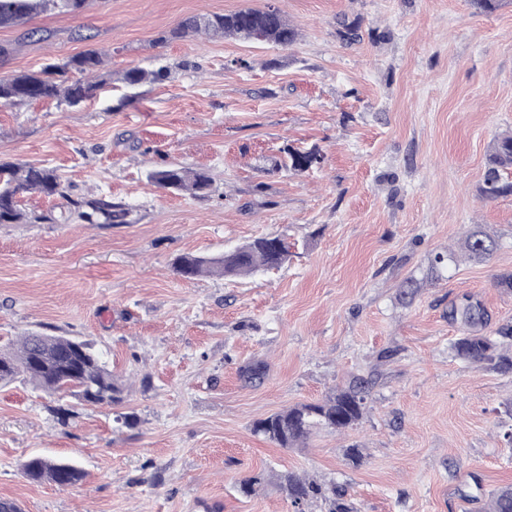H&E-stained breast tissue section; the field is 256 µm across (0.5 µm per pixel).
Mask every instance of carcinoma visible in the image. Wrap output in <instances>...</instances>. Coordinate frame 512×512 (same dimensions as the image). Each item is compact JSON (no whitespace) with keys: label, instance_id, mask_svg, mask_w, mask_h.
Here are the masks:
<instances>
[{"label":"carcinoma","instance_id":"1","mask_svg":"<svg viewBox=\"0 0 512 512\" xmlns=\"http://www.w3.org/2000/svg\"><path fill=\"white\" fill-rule=\"evenodd\" d=\"M89 0H0V27L13 26L39 13H81ZM260 33L264 42L289 47L299 37L282 11L267 5L262 9H240L228 13L195 14L184 18L171 32L178 38L209 35L242 41L252 40ZM105 64L104 53L92 48L38 71H27L0 77V105H24L32 101L56 100L78 105L93 96L104 80H70L68 74L90 75ZM167 72L130 68L122 80L136 86L146 81L162 82ZM321 163L315 150H288L284 167L307 171ZM512 169V135L494 140L490 146L487 168L481 194L487 199L512 194V181L503 172ZM157 187L169 192H188L207 196L213 185L209 171L177 164L162 163L150 174ZM40 194L61 200V217H71L89 224H126L130 207L123 202L105 198L74 199L69 185L57 169L45 165L22 162L0 163V225L20 224L26 216L24 198ZM498 240L486 234L479 225L470 228L460 246L461 253L470 260L488 259L498 248ZM288 241L278 235H266L235 247L218 256H184L175 265L181 277L193 279L209 274L221 277L240 276L280 267L288 258ZM457 262L455 250L438 253L431 259L430 274L441 277L448 263ZM448 319L461 327V336L450 350L459 359L479 364L487 369L512 373V330L493 335L486 331L489 316L482 302L468 296L463 302L451 304ZM244 382L256 384L266 375L264 364L256 362L240 369ZM19 376L27 377L39 388L63 398L78 394L90 403H118L122 388L112 376L102 356L87 342H77L65 336L27 333L21 336L17 347L0 349V383L7 384ZM366 381L355 378L337 387L326 398L297 404L287 410L273 413L254 422L253 433L280 448H296L322 429L344 431L360 423L368 410ZM25 477L32 481H48L59 486L73 485L82 476L80 469L69 461L34 456L22 465ZM283 489L295 512L306 509L319 499L329 502V512H357L346 499L340 486L327 489L306 476L290 474L285 477ZM488 512H512V487L495 489L489 494Z\"/></svg>","mask_w":512,"mask_h":512}]
</instances>
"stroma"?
I'll use <instances>...</instances> for the list:
<instances>
[{
  "instance_id": "35a3bbf8",
  "label": "stroma",
  "mask_w": 512,
  "mask_h": 512,
  "mask_svg": "<svg viewBox=\"0 0 512 512\" xmlns=\"http://www.w3.org/2000/svg\"><path fill=\"white\" fill-rule=\"evenodd\" d=\"M270 2L299 30L290 47L157 41L186 16ZM344 20L359 41L339 37ZM1 43L0 76L94 47L115 77H169L132 93L115 80L77 106H0V161L57 168L72 196L131 209L125 224L64 223L58 200L33 195L26 222L0 226V346L87 341L123 386L113 405L0 384V498L26 512H294L279 478L295 473L341 485L359 512H486L512 485V373L452 357L448 318L467 294L488 332L512 326V291L496 285L512 271V196L479 192L491 141L512 131V0L489 15L468 0H91L2 27ZM289 148L322 162L283 169ZM165 160L209 170L211 194L157 189ZM473 224L500 248L427 280ZM264 235L291 242L281 268L174 270ZM411 279L422 286L403 297ZM252 361L267 367L256 385L239 376ZM356 376L369 383L358 428L298 448L253 434ZM33 455L82 478L30 481Z\"/></svg>"
}]
</instances>
